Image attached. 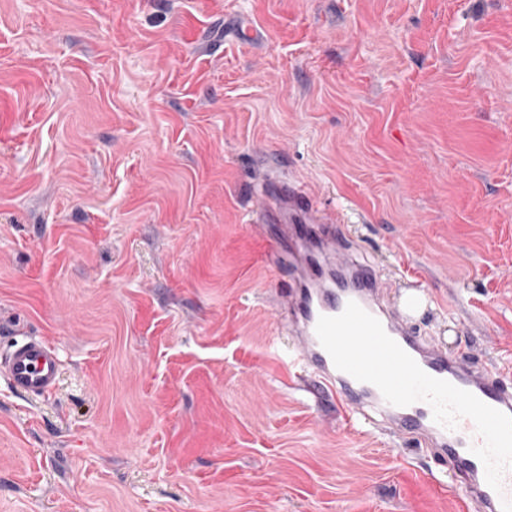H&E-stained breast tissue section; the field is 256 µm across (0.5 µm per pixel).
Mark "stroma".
Instances as JSON below:
<instances>
[{"instance_id":"stroma-1","label":"stroma","mask_w":512,"mask_h":512,"mask_svg":"<svg viewBox=\"0 0 512 512\" xmlns=\"http://www.w3.org/2000/svg\"><path fill=\"white\" fill-rule=\"evenodd\" d=\"M265 156L512 369V0H0V512H462L271 354ZM0 376L29 399L50 394L60 376L58 351L42 338L16 333L0 357Z\"/></svg>"}]
</instances>
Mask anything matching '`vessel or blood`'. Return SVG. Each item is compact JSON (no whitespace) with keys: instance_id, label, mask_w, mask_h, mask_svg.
<instances>
[{"instance_id":"1","label":"vessel or blood","mask_w":512,"mask_h":512,"mask_svg":"<svg viewBox=\"0 0 512 512\" xmlns=\"http://www.w3.org/2000/svg\"><path fill=\"white\" fill-rule=\"evenodd\" d=\"M264 184L257 215L270 230L268 256L282 276L274 306L285 315L291 340L287 366L296 385L315 402L335 404L346 426L366 424L380 434L424 446L436 463L449 465L463 485L464 512H512V468L504 472L501 490L488 485L485 467L473 452L483 439L471 419H460L450 430L435 422L426 402L402 407L388 403L376 386L335 367L316 325L319 317L339 315L348 302H356L428 375L512 416V389L501 383L500 371L469 354H449L436 338L420 336L408 313L385 300L379 271L352 257L351 241L340 225L325 223L295 184L275 180L269 173ZM59 376L58 351L42 338L14 334L0 355V378L25 397L52 393Z\"/></svg>"}]
</instances>
